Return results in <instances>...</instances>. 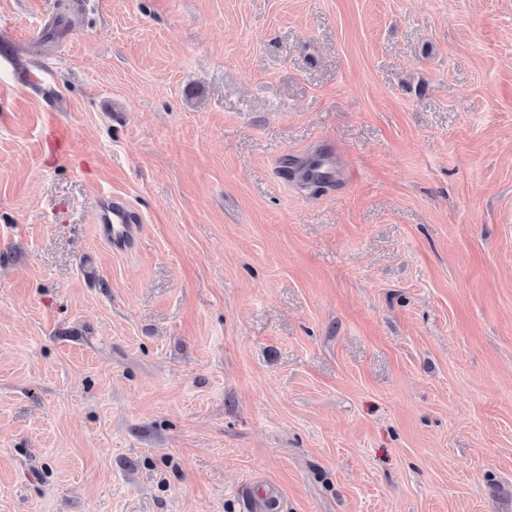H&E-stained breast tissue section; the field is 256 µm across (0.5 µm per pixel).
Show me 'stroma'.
<instances>
[{
  "mask_svg": "<svg viewBox=\"0 0 512 512\" xmlns=\"http://www.w3.org/2000/svg\"><path fill=\"white\" fill-rule=\"evenodd\" d=\"M261 490L512 512V0H0V512ZM99 235L112 244L116 251L133 249L141 234L139 219L122 201L110 195L102 196L96 204Z\"/></svg>",
  "mask_w": 512,
  "mask_h": 512,
  "instance_id": "stroma-1",
  "label": "stroma"
}]
</instances>
